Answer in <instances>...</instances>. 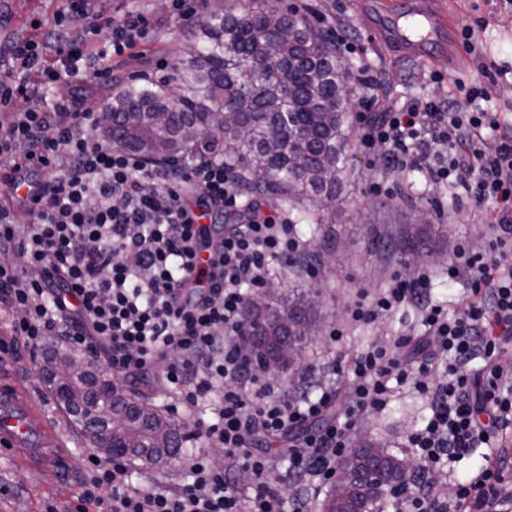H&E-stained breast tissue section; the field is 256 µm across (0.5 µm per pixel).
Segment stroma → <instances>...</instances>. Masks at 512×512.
Here are the masks:
<instances>
[{
	"instance_id": "stroma-1",
	"label": "stroma",
	"mask_w": 512,
	"mask_h": 512,
	"mask_svg": "<svg viewBox=\"0 0 512 512\" xmlns=\"http://www.w3.org/2000/svg\"><path fill=\"white\" fill-rule=\"evenodd\" d=\"M353 0H319L318 14H307L305 20L322 34H329L336 17L350 19L354 29L368 32L370 21L357 17ZM61 0H0V44L13 38L44 42L46 22L52 21L61 9ZM457 26L483 25L484 31L476 51L465 52V67L456 70L458 76L471 81L483 79L491 88L489 109L512 114V17L507 16L502 0H456ZM189 25H170L152 41L136 49L135 59L115 65V77L126 78L156 71L163 63H173L179 49L192 33ZM483 55L493 64L488 76H478L473 66L476 55ZM347 72L368 67L382 82L390 100L415 95L428 97L438 89L430 75L447 73L451 62L439 46H432L427 58L400 57L381 41L374 40L368 53L344 57ZM351 169L347 187L342 195V214L331 225L324 239L315 240L313 250L322 253L340 247V258L333 263H320L324 280L320 293V322L329 326L342 317V303L355 284L369 288L383 286L389 273L408 271L410 256L401 241L409 235H420L419 249L433 253L438 264L449 261V244L481 241L483 229L477 221L457 223L454 214L460 201L449 196L442 187L430 184L419 173L397 172L384 165H372L370 153L358 144H351ZM375 174L382 191L370 193L365 179ZM443 208L444 222H436L432 215ZM428 214L427 223H419V214ZM413 311L398 313L387 322L355 331L349 336L343 350H335L314 341L306 351L307 364L316 368L319 377L349 379V367L344 359L361 349L372 338L385 335L395 338L416 327ZM42 352L35 346L20 350L12 367L0 366L1 378H22L31 390L35 406H43L51 395L34 366ZM429 414L426 401L407 388H399L388 408L380 414L363 416L357 429L387 444L398 456L407 453L403 443L408 431L423 426ZM71 453L68 464L71 472L54 484L41 486L39 479L21 463L0 457V512H46L47 507L74 506L75 491L85 476L92 443L78 429H71L65 438Z\"/></svg>"
}]
</instances>
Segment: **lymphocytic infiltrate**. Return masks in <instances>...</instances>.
Instances as JSON below:
<instances>
[{
  "label": "lymphocytic infiltrate",
  "instance_id": "obj_1",
  "mask_svg": "<svg viewBox=\"0 0 512 512\" xmlns=\"http://www.w3.org/2000/svg\"><path fill=\"white\" fill-rule=\"evenodd\" d=\"M37 44L10 40L18 69L43 83L61 77L111 80L113 60L157 36L165 23H193L206 0H169L168 14L116 11L104 24L74 25V13L93 17L94 0H64ZM458 96L441 92L386 107L365 117L362 150L397 171L417 170L426 180L463 190L475 202H493L484 245H461L448 264L449 281L464 280L469 297L456 316L433 303V270L418 266L387 285H356L330 344L362 326L414 308L421 333L393 344L374 339L349 359L345 391L335 382L316 396L287 399L241 348L242 311L266 285L269 262L300 258L312 245L298 235L287 210L246 194L228 160L148 163L99 134V112L76 94L52 106L35 89L0 80V156L19 173L21 161L54 171L39 184L30 210L37 220L19 223L0 204V308L10 334L38 344L56 336L94 349L121 378L153 379L187 406L208 401L212 419H196L195 450L176 488L142 487L125 464L102 465L97 455L75 494L96 512H311L312 496L332 484L350 446L358 417L383 411L393 384L425 397L430 416L410 431L405 445L431 471L444 459L478 443L502 442L512 428V122L475 108L488 99L479 82L454 79ZM495 147H487L488 138ZM246 212L222 235L203 215ZM480 368H472L474 358ZM278 444L296 481L285 497L272 479L274 460L261 452ZM224 451L216 468L212 449ZM493 455L469 480L454 484L447 500L433 490L395 494L397 512H503L512 489ZM247 472L251 493L230 473Z\"/></svg>",
  "mask_w": 512,
  "mask_h": 512
}]
</instances>
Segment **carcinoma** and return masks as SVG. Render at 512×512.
I'll list each match as a JSON object with an SVG mask.
<instances>
[{
  "label": "carcinoma",
  "instance_id": "cac0c4a2",
  "mask_svg": "<svg viewBox=\"0 0 512 512\" xmlns=\"http://www.w3.org/2000/svg\"><path fill=\"white\" fill-rule=\"evenodd\" d=\"M345 68L336 62L334 43L271 0H236L202 19L180 48L170 83L130 79L100 115V133L130 155L149 162L182 159L236 160L249 186L298 211L310 224H332L349 174L352 100ZM246 304L242 342L262 365L281 332L278 320L293 314L314 318L315 287L302 285L281 295L264 313ZM71 350L50 344L40 376L60 409L92 442L83 416L102 403L123 420L120 434L131 460L143 468L167 469L180 460L184 427L133 396L122 385L105 392L98 369L80 372L57 392L55 369ZM340 468L353 477L345 497L327 492L324 512H388L391 495L415 483V470L371 439L360 442Z\"/></svg>",
  "mask_w": 512,
  "mask_h": 512
}]
</instances>
